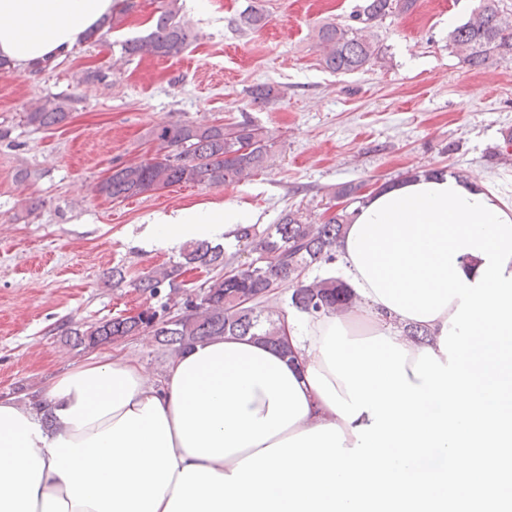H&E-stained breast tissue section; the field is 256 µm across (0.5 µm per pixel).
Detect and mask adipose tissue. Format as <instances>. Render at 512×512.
<instances>
[{"label": "adipose tissue", "mask_w": 512, "mask_h": 512, "mask_svg": "<svg viewBox=\"0 0 512 512\" xmlns=\"http://www.w3.org/2000/svg\"><path fill=\"white\" fill-rule=\"evenodd\" d=\"M116 0H0V59L24 72L63 59L111 16ZM251 212L230 203L193 215L155 216L148 240L162 248L182 241H233ZM334 275L351 287L338 317L347 336L385 334L408 350L438 349L448 313L424 322L421 345L405 330L413 319L385 306L340 240ZM330 315L286 316L288 352L251 337L217 336L176 354L162 377L139 362L93 354L51 378L26 402L0 396V512H165L188 466L232 474L237 464L278 441L342 420L307 380L326 373L320 346Z\"/></svg>", "instance_id": "1"}]
</instances>
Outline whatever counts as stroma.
<instances>
[{"label": "stroma", "mask_w": 512, "mask_h": 512, "mask_svg": "<svg viewBox=\"0 0 512 512\" xmlns=\"http://www.w3.org/2000/svg\"><path fill=\"white\" fill-rule=\"evenodd\" d=\"M169 0H117L121 23L107 44L85 42L38 73L0 70V392L28 399L80 364L66 329L159 307L135 288L145 272L178 261L179 248L146 244L155 215L234 203L259 229L296 203L312 223L329 216L332 187L375 188L422 166L483 180L512 201V59L472 69L448 49V32L479 0H417L371 31L385 66L334 74L320 64L315 29L348 22L361 0H178L195 39L171 57L120 56ZM258 4L267 26L243 31L239 13ZM274 86L253 102L251 86ZM66 100L67 124L36 130L23 114ZM252 121L275 136L269 168L226 187L174 185L123 200L94 194L113 167L153 157L152 130L184 120ZM126 280L113 285V268ZM115 351L162 373L172 357L156 339L131 336Z\"/></svg>", "instance_id": "1"}]
</instances>
